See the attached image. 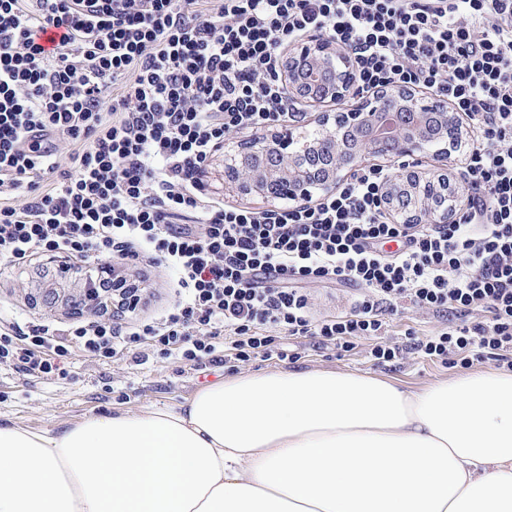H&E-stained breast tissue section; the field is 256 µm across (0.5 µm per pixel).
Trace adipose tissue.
Here are the masks:
<instances>
[{
  "label": "adipose tissue",
  "instance_id": "1",
  "mask_svg": "<svg viewBox=\"0 0 512 512\" xmlns=\"http://www.w3.org/2000/svg\"><path fill=\"white\" fill-rule=\"evenodd\" d=\"M0 512H512V373L258 372L177 411L0 427Z\"/></svg>",
  "mask_w": 512,
  "mask_h": 512
}]
</instances>
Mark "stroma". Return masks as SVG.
<instances>
[{
  "instance_id": "stroma-1",
  "label": "stroma",
  "mask_w": 512,
  "mask_h": 512,
  "mask_svg": "<svg viewBox=\"0 0 512 512\" xmlns=\"http://www.w3.org/2000/svg\"><path fill=\"white\" fill-rule=\"evenodd\" d=\"M253 137V132L243 131L226 138L223 151L217 152L207 167L204 181L209 195L225 205L269 210L272 202L238 194L224 175L225 156L242 150ZM44 262L40 255L26 262H0V318L54 327L70 323L71 317L63 309L34 308L27 302V292L44 284ZM139 267L149 296L134 316L144 320L158 316L174 300L176 273L147 257L141 258ZM309 291L312 311L318 318L347 312L356 295L355 288L334 282L310 284ZM387 322L388 339L402 343L407 331L424 336L440 327L443 320L408 306L388 317ZM285 346L292 351V358H259L242 367V374L288 369L357 372L391 378L402 389L414 391L463 372L462 367H450L414 352L396 362L377 365L369 358L365 344L344 353L319 346L310 338H290ZM68 370L65 379L28 380L0 368V426L61 430L93 416L135 414L151 406L177 410L202 386L231 375L230 370L221 367L203 374L173 356L137 365L128 358L94 362L78 352L71 356Z\"/></svg>"
}]
</instances>
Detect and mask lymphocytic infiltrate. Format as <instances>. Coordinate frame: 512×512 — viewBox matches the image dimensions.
Masks as SVG:
<instances>
[{
	"label": "lymphocytic infiltrate",
	"mask_w": 512,
	"mask_h": 512,
	"mask_svg": "<svg viewBox=\"0 0 512 512\" xmlns=\"http://www.w3.org/2000/svg\"><path fill=\"white\" fill-rule=\"evenodd\" d=\"M60 31L53 51L41 31ZM352 54L360 91L408 85L475 132L451 224H400L383 169L321 199L254 211L208 196L227 135L288 119L281 51L307 33ZM104 262L141 252L173 268L161 315L68 329L0 321V366L67 377L80 350L150 348L190 367L287 358L282 337L394 361L405 349L512 370V0H0V260ZM357 286L349 312H310L307 284ZM450 324L385 342L402 301ZM485 320H477V313Z\"/></svg>",
	"instance_id": "obj_1"
}]
</instances>
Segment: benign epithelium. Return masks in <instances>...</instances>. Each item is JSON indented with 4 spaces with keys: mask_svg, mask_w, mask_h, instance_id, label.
Masks as SVG:
<instances>
[{
    "mask_svg": "<svg viewBox=\"0 0 512 512\" xmlns=\"http://www.w3.org/2000/svg\"><path fill=\"white\" fill-rule=\"evenodd\" d=\"M282 83L288 96L300 106H326L354 94L353 59L329 40L300 42L283 52ZM353 111L344 114L341 127L328 112L320 113V130L312 138L299 139L292 128L279 135L256 139L237 157L225 163V176L237 189L264 200L307 199L316 192H331L342 172L369 158L394 161L417 151L433 150L436 159H448V144L463 138L462 125L444 98H425L407 87H388L368 96L359 95ZM395 111L403 131L381 140L372 135L379 114ZM382 206L394 211L402 221L418 224H448L455 220L457 206L439 197L434 178L416 169L404 168L384 180L378 188ZM112 276L136 290L126 309L138 307L142 292L137 279L123 274L116 262L72 267L59 265V279L35 289L27 297L33 306L59 303L68 308L77 303L86 312L104 314L113 309L96 289L103 276Z\"/></svg>",
    "mask_w": 512,
    "mask_h": 512,
    "instance_id": "benign-epithelium-1",
    "label": "benign epithelium"
}]
</instances>
